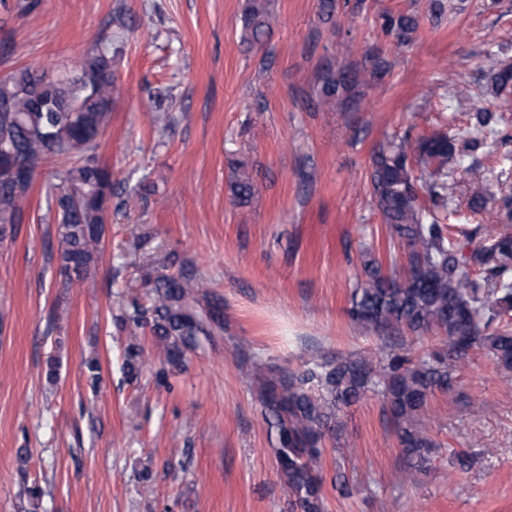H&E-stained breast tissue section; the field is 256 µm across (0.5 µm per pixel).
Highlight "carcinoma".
<instances>
[{
    "label": "carcinoma",
    "instance_id": "carcinoma-1",
    "mask_svg": "<svg viewBox=\"0 0 512 512\" xmlns=\"http://www.w3.org/2000/svg\"><path fill=\"white\" fill-rule=\"evenodd\" d=\"M268 0H246L243 19L250 41L260 43L269 30ZM382 30L401 42L411 39L415 19L383 16ZM112 36L100 37L77 70L48 74L23 67L0 78V238L23 223V202L38 169L59 157L70 166L59 182L45 185L48 208L57 219V253L65 275L87 278L95 268L105 224L112 209L131 210L147 202L145 187L125 192L113 203L112 171L97 158L99 140L118 91L112 74ZM358 82L353 71L323 70L319 99L336 100ZM487 91L512 92V64L501 61L489 76ZM500 117L479 109L469 135L457 139L437 131L411 143H381L372 158L371 200L388 227L386 259L361 254L363 278L349 296L350 318L391 342L377 359L346 357L307 364L301 370L270 371L257 377L258 398L273 438L280 484L289 512H324L321 474L326 439L341 427L339 412L375 393L395 427L406 482L416 485L430 469L441 444L423 421L429 400L454 392L452 363L482 350L497 368L512 372V231L500 230L465 254L448 236L441 214L448 204V170L486 147L498 134ZM233 201L242 206L254 195L252 179L237 174L230 183ZM424 191L430 206L419 203ZM512 205L491 183L471 188L470 207ZM170 273L148 274L147 301L133 299L116 318L122 330L149 328L164 363L180 365L185 356L224 330V302L204 291L195 269L179 256H167ZM481 273L470 276L471 269ZM435 331L442 346L423 355L404 349L406 335ZM143 349L127 347L123 368L138 376ZM451 469L469 470L475 455L465 449L449 456ZM333 487L351 498L357 486L344 474Z\"/></svg>",
    "mask_w": 512,
    "mask_h": 512
}]
</instances>
